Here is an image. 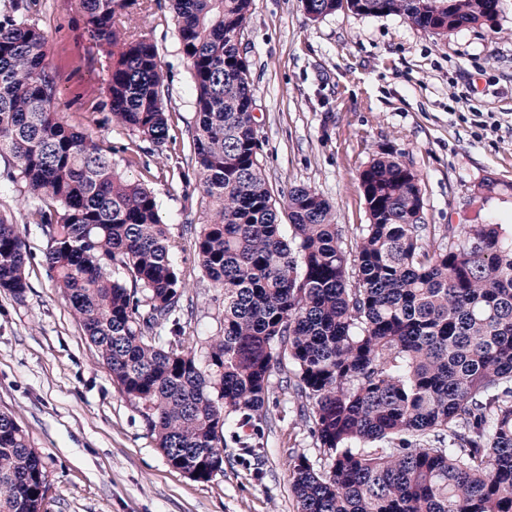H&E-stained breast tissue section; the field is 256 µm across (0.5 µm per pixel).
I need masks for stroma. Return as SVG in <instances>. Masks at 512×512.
<instances>
[{
    "mask_svg": "<svg viewBox=\"0 0 512 512\" xmlns=\"http://www.w3.org/2000/svg\"><path fill=\"white\" fill-rule=\"evenodd\" d=\"M23 2L47 34L64 120L112 149L119 173L156 195L186 284L185 338L219 333L224 296L195 252L204 222L191 167L194 84L168 0H125L122 24L161 59L168 139L163 146L110 122V71L70 0H0V17ZM250 64L259 161L278 211L290 188L315 189L345 232L367 223L358 175L382 151L420 179L431 224L512 225V191L485 199L477 184H512V0L493 26L435 36L397 15L347 8L311 18L303 0H252L240 40ZM14 164L0 157V219L17 225L28 253L23 298L0 289V411L12 413L49 472L44 512H298L289 458L322 456L280 375L271 378L262 448L224 450V470L199 482L171 468L138 412L54 287L47 238Z\"/></svg>",
    "mask_w": 512,
    "mask_h": 512,
    "instance_id": "stroma-1",
    "label": "stroma"
}]
</instances>
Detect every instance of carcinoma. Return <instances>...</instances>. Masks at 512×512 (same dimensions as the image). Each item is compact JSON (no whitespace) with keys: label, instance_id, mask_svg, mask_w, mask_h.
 Instances as JSON below:
<instances>
[{"label":"carcinoma","instance_id":"cac0c4a2","mask_svg":"<svg viewBox=\"0 0 512 512\" xmlns=\"http://www.w3.org/2000/svg\"><path fill=\"white\" fill-rule=\"evenodd\" d=\"M190 64L192 170L208 219L195 251L224 292V328L180 336L185 285L156 196L120 175L112 149L56 110L47 36L0 20V157L12 158L48 246L45 263L122 397L169 465L208 481L224 448L248 451L274 371L325 457H291L299 512H512V228L428 224L417 175L391 155L361 171L369 223L354 247L327 200L267 188L239 48L251 0H171ZM499 0H307L399 15L438 36L490 25ZM110 59V120L162 145L168 121L157 47L121 28L116 0H71ZM488 198L505 185L487 177ZM25 244L0 222V288L25 295ZM252 433L245 432V428ZM49 475L0 412V512H43Z\"/></svg>","mask_w":512,"mask_h":512}]
</instances>
